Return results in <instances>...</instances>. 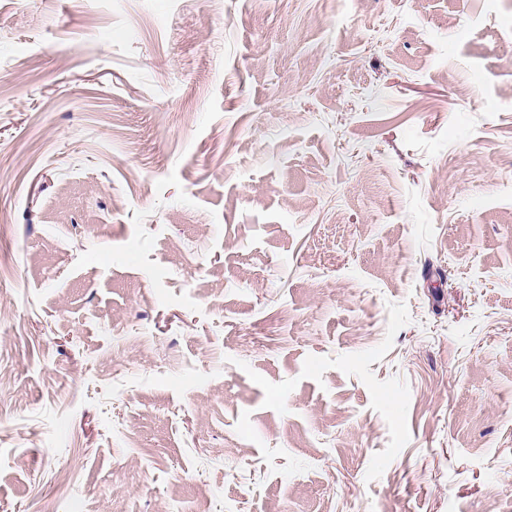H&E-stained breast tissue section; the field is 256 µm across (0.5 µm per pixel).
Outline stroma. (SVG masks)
Returning <instances> with one entry per match:
<instances>
[{
    "mask_svg": "<svg viewBox=\"0 0 512 512\" xmlns=\"http://www.w3.org/2000/svg\"><path fill=\"white\" fill-rule=\"evenodd\" d=\"M0 512H512V0H0Z\"/></svg>",
    "mask_w": 512,
    "mask_h": 512,
    "instance_id": "stroma-1",
    "label": "stroma"
}]
</instances>
